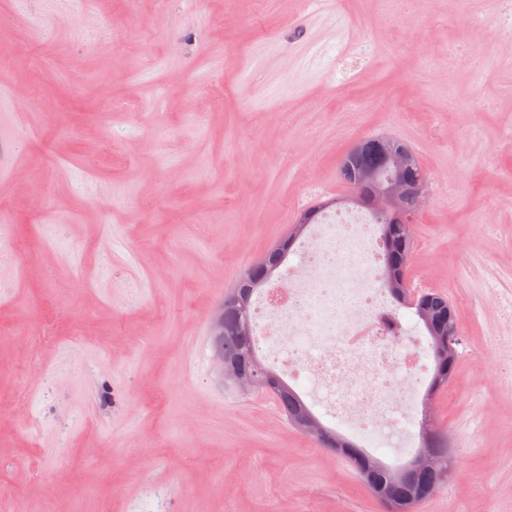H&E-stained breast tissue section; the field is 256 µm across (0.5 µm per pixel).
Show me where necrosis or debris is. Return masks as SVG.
Here are the masks:
<instances>
[{"instance_id":"obj_1","label":"necrosis or debris","mask_w":512,"mask_h":512,"mask_svg":"<svg viewBox=\"0 0 512 512\" xmlns=\"http://www.w3.org/2000/svg\"><path fill=\"white\" fill-rule=\"evenodd\" d=\"M382 256L373 213L328 211L310 225L295 262L253 297L250 321L266 361L307 385L323 415L389 445L415 437L414 382L428 338L370 286Z\"/></svg>"}]
</instances>
